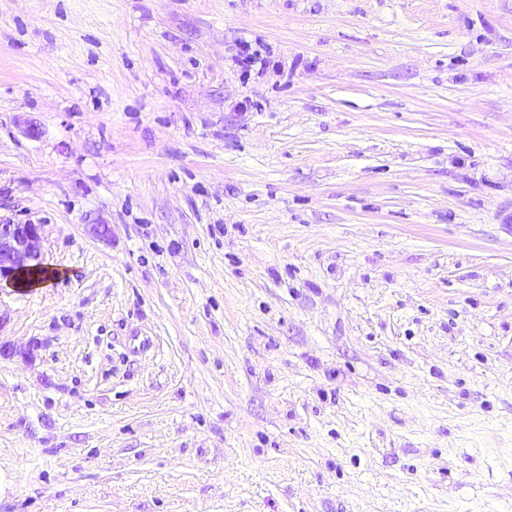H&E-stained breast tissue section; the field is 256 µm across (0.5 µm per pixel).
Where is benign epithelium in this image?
<instances>
[{"label":"benign epithelium","mask_w":512,"mask_h":512,"mask_svg":"<svg viewBox=\"0 0 512 512\" xmlns=\"http://www.w3.org/2000/svg\"><path fill=\"white\" fill-rule=\"evenodd\" d=\"M41 224H0V282L16 284L21 272L43 265Z\"/></svg>","instance_id":"7a95c632"}]
</instances>
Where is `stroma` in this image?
Masks as SVG:
<instances>
[{"label": "stroma", "instance_id": "stroma-1", "mask_svg": "<svg viewBox=\"0 0 512 512\" xmlns=\"http://www.w3.org/2000/svg\"><path fill=\"white\" fill-rule=\"evenodd\" d=\"M24 222L0 512H512V0H0Z\"/></svg>", "mask_w": 512, "mask_h": 512}]
</instances>
